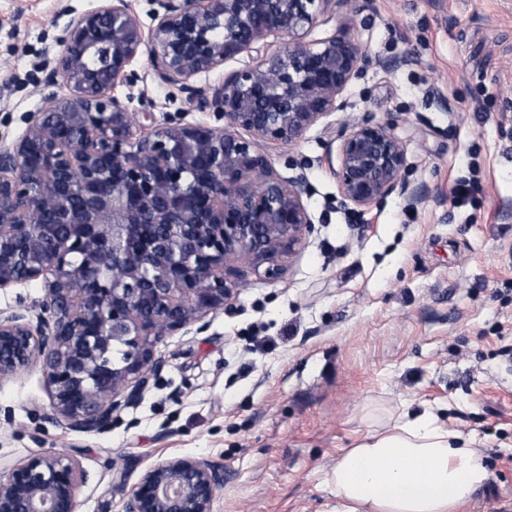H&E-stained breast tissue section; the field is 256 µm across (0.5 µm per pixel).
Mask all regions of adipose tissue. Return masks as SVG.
Instances as JSON below:
<instances>
[{
    "instance_id": "obj_1",
    "label": "adipose tissue",
    "mask_w": 512,
    "mask_h": 512,
    "mask_svg": "<svg viewBox=\"0 0 512 512\" xmlns=\"http://www.w3.org/2000/svg\"><path fill=\"white\" fill-rule=\"evenodd\" d=\"M486 478L471 437L406 410L344 449L325 481L336 512H461Z\"/></svg>"
}]
</instances>
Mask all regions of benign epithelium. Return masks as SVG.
<instances>
[{"instance_id":"obj_1","label":"benign epithelium","mask_w":512,"mask_h":512,"mask_svg":"<svg viewBox=\"0 0 512 512\" xmlns=\"http://www.w3.org/2000/svg\"><path fill=\"white\" fill-rule=\"evenodd\" d=\"M143 31L129 0H101L71 19L53 67L37 80L67 94L30 112L0 147V290L39 281L29 309H0V380L39 366L43 417L87 435L109 431L168 365L161 346L232 303L249 276L277 280L313 223L307 179H284L261 145H296L346 107L368 67L350 36L352 8L333 34L308 41L326 0H154ZM285 39L270 49L269 37ZM152 70L221 125L163 123L129 112L114 87ZM250 62L213 87L190 80ZM339 195L365 211L396 193L424 191L403 177V141L387 123L343 127ZM88 475L48 451L0 466V512H79ZM224 467L180 455L146 468L122 512H214Z\"/></svg>"}]
</instances>
